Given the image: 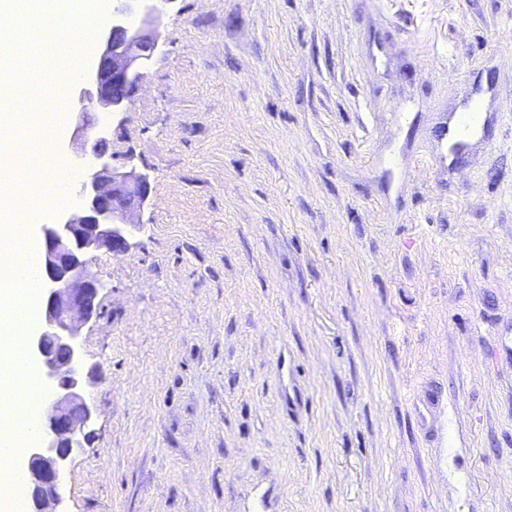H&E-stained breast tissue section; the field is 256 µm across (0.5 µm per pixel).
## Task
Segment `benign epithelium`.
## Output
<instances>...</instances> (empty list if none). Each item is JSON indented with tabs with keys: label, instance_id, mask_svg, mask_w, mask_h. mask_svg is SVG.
Wrapping results in <instances>:
<instances>
[{
	"label": "benign epithelium",
	"instance_id": "7a95c632",
	"mask_svg": "<svg viewBox=\"0 0 512 512\" xmlns=\"http://www.w3.org/2000/svg\"><path fill=\"white\" fill-rule=\"evenodd\" d=\"M140 2L135 22L128 0H118L101 33L94 67L73 89V141L86 169L79 212L40 227V272L49 287L43 289V314L29 337L28 353L55 400L40 424L38 442L27 449L32 512H60L65 464L82 447L81 436L93 421L94 407L85 393L97 383L98 370L85 366L80 344L82 325L98 310L99 283L88 269V255L126 251V226L150 195L147 175L112 167L103 148L107 125L88 118L90 112H119L127 106L141 69L158 47L162 14L150 0Z\"/></svg>",
	"mask_w": 512,
	"mask_h": 512
}]
</instances>
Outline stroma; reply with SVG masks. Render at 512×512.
I'll return each instance as SVG.
<instances>
[{
	"label": "stroma",
	"mask_w": 512,
	"mask_h": 512,
	"mask_svg": "<svg viewBox=\"0 0 512 512\" xmlns=\"http://www.w3.org/2000/svg\"><path fill=\"white\" fill-rule=\"evenodd\" d=\"M107 115L147 174L96 252L64 512H512V0H164ZM64 111L54 172L84 168Z\"/></svg>",
	"instance_id": "stroma-1"
}]
</instances>
